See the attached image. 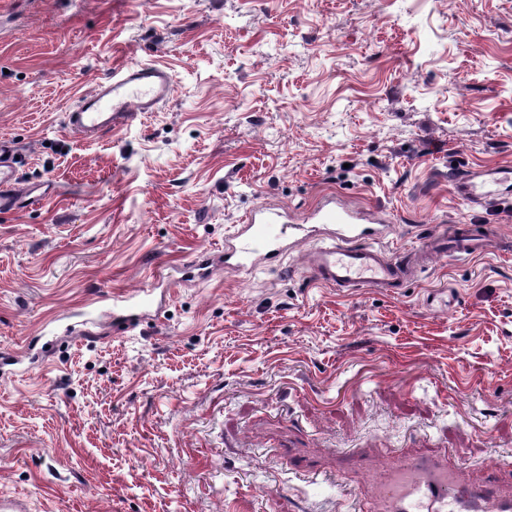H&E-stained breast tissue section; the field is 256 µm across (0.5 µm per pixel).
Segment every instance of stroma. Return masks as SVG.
<instances>
[{
  "mask_svg": "<svg viewBox=\"0 0 512 512\" xmlns=\"http://www.w3.org/2000/svg\"><path fill=\"white\" fill-rule=\"evenodd\" d=\"M170 98L95 139L78 98L131 61ZM43 200L0 214V496L30 512H350L378 461L447 451L512 491V0H0V137ZM379 213L387 256L458 224L497 248L389 293L318 286L298 253L188 278L268 207ZM156 317L87 323L100 291ZM305 467L337 472L312 485ZM512 180V170L498 169L487 173L458 171L452 178L456 193L474 205L485 206L501 200L496 187ZM96 309L108 307L112 313V324L122 328L138 325L146 311L154 303L153 292L148 288L119 294L103 291L98 296Z\"/></svg>",
  "mask_w": 512,
  "mask_h": 512,
  "instance_id": "35a3bbf8",
  "label": "stroma"
}]
</instances>
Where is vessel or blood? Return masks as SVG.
<instances>
[{"mask_svg": "<svg viewBox=\"0 0 512 512\" xmlns=\"http://www.w3.org/2000/svg\"><path fill=\"white\" fill-rule=\"evenodd\" d=\"M173 87L170 72L154 64L133 61L113 71L93 91L79 97L69 110L67 127L75 135L92 137L128 125L141 112L164 103ZM14 145L0 139V210L17 209L21 199H34V189L18 190L13 166ZM512 181L511 169L456 172V193L472 204L498 202L499 185ZM382 228L370 226L364 212L348 208L335 198L322 201L302 219L257 208L237 225L224 246L225 266L246 271L259 260H271L289 250L308 246L306 267L318 285L347 292L358 288L393 291L415 271L406 257H386L378 242ZM437 250L457 256L489 251L490 237L467 225L434 238ZM154 295L143 288L125 293L101 292L97 306L109 308L112 322L122 328L138 325L153 305ZM369 475L368 492L352 499V512H512V498H503L494 482H467L441 453L401 456L384 463H360Z\"/></svg>", "mask_w": 512, "mask_h": 512, "instance_id": "b4317fda", "label": "vessel or blood"}]
</instances>
